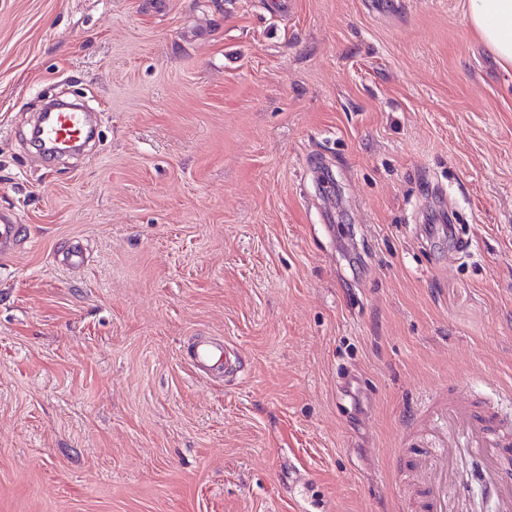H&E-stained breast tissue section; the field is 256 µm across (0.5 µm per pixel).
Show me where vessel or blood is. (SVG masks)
I'll return each instance as SVG.
<instances>
[{
    "instance_id": "b4317fda",
    "label": "vessel or blood",
    "mask_w": 512,
    "mask_h": 512,
    "mask_svg": "<svg viewBox=\"0 0 512 512\" xmlns=\"http://www.w3.org/2000/svg\"><path fill=\"white\" fill-rule=\"evenodd\" d=\"M32 134L54 148L77 153L91 140L93 129L84 112L60 105L38 114ZM21 240V228L14 218L1 215L0 258L12 255ZM188 358L200 370L212 371L229 366L230 351L223 341L204 338L193 344ZM432 423L448 432L446 440L431 444L432 458L444 465L457 455L478 456L482 462L481 487L494 503L493 512H512V481L500 475L501 458L512 453V414H503L488 403L476 404L452 386L446 409ZM447 481L444 472L417 477L429 512H450L444 492Z\"/></svg>"
}]
</instances>
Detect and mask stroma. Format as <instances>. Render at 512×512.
<instances>
[{
    "mask_svg": "<svg viewBox=\"0 0 512 512\" xmlns=\"http://www.w3.org/2000/svg\"><path fill=\"white\" fill-rule=\"evenodd\" d=\"M398 2L0 0V512H400L411 411L512 395V68ZM32 137H39L53 146L50 154L61 153L59 148L68 147V154L80 152L93 136V128L87 122L85 112L65 105L40 112L32 128ZM9 215L0 217V258L12 255L22 240L21 228ZM189 360L201 371L230 367V351L223 341L204 338L195 342L187 354Z\"/></svg>",
    "mask_w": 512,
    "mask_h": 512,
    "instance_id": "1",
    "label": "stroma"
}]
</instances>
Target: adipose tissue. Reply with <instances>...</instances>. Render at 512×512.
Returning <instances> with one entry per match:
<instances>
[{
    "label": "adipose tissue",
    "mask_w": 512,
    "mask_h": 512,
    "mask_svg": "<svg viewBox=\"0 0 512 512\" xmlns=\"http://www.w3.org/2000/svg\"><path fill=\"white\" fill-rule=\"evenodd\" d=\"M467 16L486 45L512 66V0H468Z\"/></svg>",
    "instance_id": "ef3b65f1"
}]
</instances>
